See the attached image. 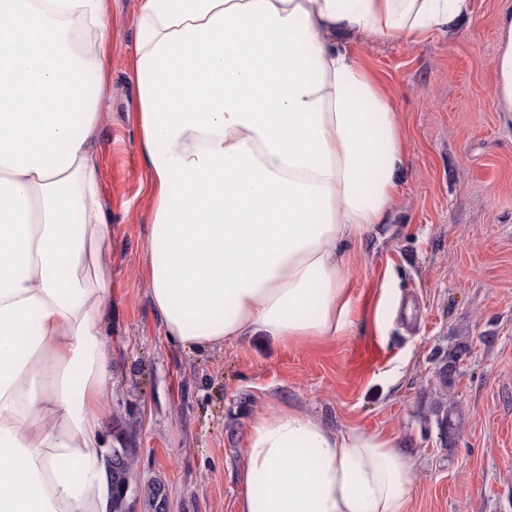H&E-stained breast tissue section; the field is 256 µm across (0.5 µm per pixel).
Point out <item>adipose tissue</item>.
Here are the masks:
<instances>
[{"mask_svg":"<svg viewBox=\"0 0 512 512\" xmlns=\"http://www.w3.org/2000/svg\"><path fill=\"white\" fill-rule=\"evenodd\" d=\"M110 0H0V512H112V226L97 172ZM469 0H140L145 287L167 339L317 343L351 324L339 247L385 223L406 139L351 53L452 31ZM493 95L512 112V13ZM57 101L31 109L34 96ZM237 512H405L398 438L277 406Z\"/></svg>","mask_w":512,"mask_h":512,"instance_id":"obj_1","label":"adipose tissue"}]
</instances>
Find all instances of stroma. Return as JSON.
I'll return each mask as SVG.
<instances>
[{
	"label": "stroma",
	"instance_id": "stroma-1",
	"mask_svg": "<svg viewBox=\"0 0 512 512\" xmlns=\"http://www.w3.org/2000/svg\"><path fill=\"white\" fill-rule=\"evenodd\" d=\"M138 8L111 3L97 134L112 224V426L137 451L127 512H145L155 480L168 512H237L248 425L278 405L397 437L417 470L406 512H512V112L492 95L497 19L512 0H470L451 35L350 47L392 96L407 144L388 223L342 250L350 328L310 345L258 333L194 352L163 335L144 289L149 219L130 83ZM452 403L463 425L444 440L437 414Z\"/></svg>",
	"mask_w": 512,
	"mask_h": 512
}]
</instances>
